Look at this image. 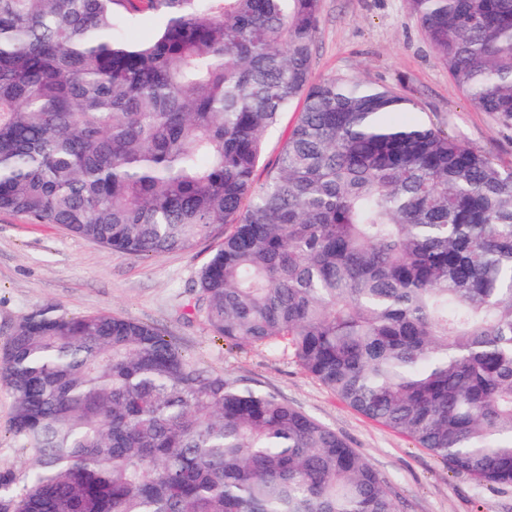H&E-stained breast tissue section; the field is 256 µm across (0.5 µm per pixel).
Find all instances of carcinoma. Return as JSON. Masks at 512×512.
I'll return each mask as SVG.
<instances>
[{
	"label": "carcinoma",
	"instance_id": "carcinoma-1",
	"mask_svg": "<svg viewBox=\"0 0 512 512\" xmlns=\"http://www.w3.org/2000/svg\"><path fill=\"white\" fill-rule=\"evenodd\" d=\"M471 108L512 127V0H408ZM321 0H0V212L109 252L224 239L212 332L290 349L366 417L512 485V168L389 86L311 79ZM147 12L154 38L122 28ZM304 108L257 187L268 130ZM0 382L30 451L0 512H398L388 483L281 396L155 327L33 309Z\"/></svg>",
	"mask_w": 512,
	"mask_h": 512
}]
</instances>
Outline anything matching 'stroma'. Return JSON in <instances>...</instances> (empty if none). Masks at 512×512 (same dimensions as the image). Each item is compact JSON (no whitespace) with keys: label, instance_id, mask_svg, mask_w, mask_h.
Segmentation results:
<instances>
[{"label":"stroma","instance_id":"1","mask_svg":"<svg viewBox=\"0 0 512 512\" xmlns=\"http://www.w3.org/2000/svg\"><path fill=\"white\" fill-rule=\"evenodd\" d=\"M357 75L414 98L418 117L512 167V128L473 110L437 60L408 0H322L311 76ZM302 109L294 103L265 138L255 171L263 184ZM219 243L156 258L111 253L55 224L0 212V347L32 309L109 312L157 327L184 353L235 383L274 392L364 454L397 494L401 512H512V486L456 473L428 450L355 411L291 355L213 336L192 307L198 274ZM13 398L0 383V472L22 473L28 455L11 431Z\"/></svg>","mask_w":512,"mask_h":512}]
</instances>
